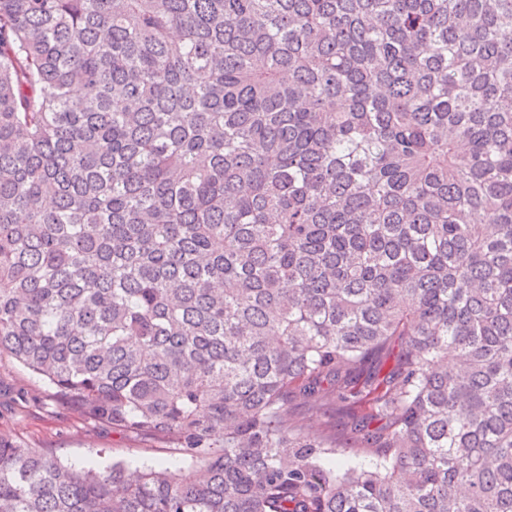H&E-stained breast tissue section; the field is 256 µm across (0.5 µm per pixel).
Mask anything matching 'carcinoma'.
<instances>
[{"label": "carcinoma", "mask_w": 512, "mask_h": 512, "mask_svg": "<svg viewBox=\"0 0 512 512\" xmlns=\"http://www.w3.org/2000/svg\"><path fill=\"white\" fill-rule=\"evenodd\" d=\"M5 360L192 465L0 512H512V0H0ZM368 411V405L364 401L351 399L345 404L336 406L335 398L328 395L315 406L293 400L290 404V419L310 432H326L335 435L336 439L343 443L349 437L348 425L352 417L362 416Z\"/></svg>", "instance_id": "1"}]
</instances>
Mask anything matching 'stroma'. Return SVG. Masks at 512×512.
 Instances as JSON below:
<instances>
[{
    "label": "stroma",
    "instance_id": "35a3bbf8",
    "mask_svg": "<svg viewBox=\"0 0 512 512\" xmlns=\"http://www.w3.org/2000/svg\"><path fill=\"white\" fill-rule=\"evenodd\" d=\"M367 411L365 402L352 400L340 407L329 396L314 406L292 401L290 419L310 432H326L343 442L352 418ZM0 433L25 446L51 449L61 463L76 468L119 462L132 473L159 463L175 471L190 465L161 440L125 435L87 419L76 406L59 407L44 397L37 375L7 362L0 364Z\"/></svg>",
    "mask_w": 512,
    "mask_h": 512
}]
</instances>
